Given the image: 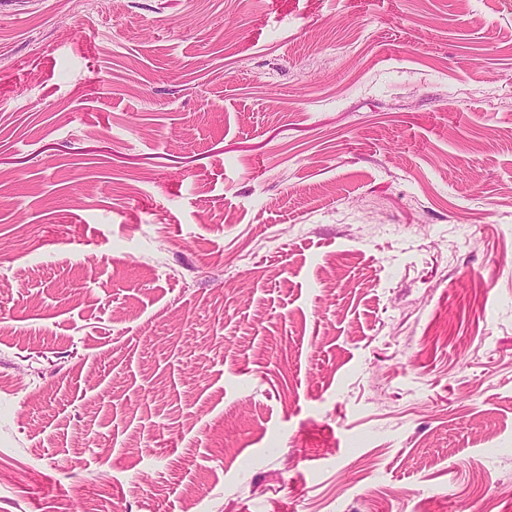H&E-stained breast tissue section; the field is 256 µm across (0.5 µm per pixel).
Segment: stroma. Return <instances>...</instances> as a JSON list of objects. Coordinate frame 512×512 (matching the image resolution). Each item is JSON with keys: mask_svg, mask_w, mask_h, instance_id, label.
<instances>
[{"mask_svg": "<svg viewBox=\"0 0 512 512\" xmlns=\"http://www.w3.org/2000/svg\"><path fill=\"white\" fill-rule=\"evenodd\" d=\"M0 512H512V0H0Z\"/></svg>", "mask_w": 512, "mask_h": 512, "instance_id": "1", "label": "stroma"}]
</instances>
